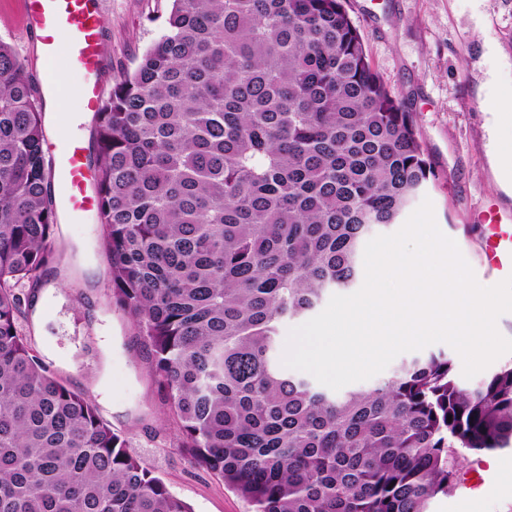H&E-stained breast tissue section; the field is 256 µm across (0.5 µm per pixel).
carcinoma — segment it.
<instances>
[{"label": "carcinoma", "mask_w": 512, "mask_h": 512, "mask_svg": "<svg viewBox=\"0 0 512 512\" xmlns=\"http://www.w3.org/2000/svg\"><path fill=\"white\" fill-rule=\"evenodd\" d=\"M95 138L112 302L181 448L254 512H427L464 452L512 445V363L465 388L430 354L336 396L276 355L434 176L346 0H171ZM45 142L1 41L0 512H191L21 333L18 285L54 260ZM364 276H365L364 260L362 258V272H361V275H360L358 281L355 283V285L352 288H349L347 290L328 291L325 294V296L323 297V300L321 301L320 305L318 306L316 312L314 313V315L312 317H310L309 319H305V320H289V321H285L280 326V330H279L280 339H279V345H278V356H279L280 362H281V359H282V356H283V352H284V348H285V343H286L288 331L291 328L299 326V325L305 323L306 321L310 320L311 318L315 317L319 313H321L324 310V308L327 306L331 296H333L335 294L349 295V294H352V293L356 292L362 286V284L364 282Z\"/></svg>", "instance_id": "obj_1"}]
</instances>
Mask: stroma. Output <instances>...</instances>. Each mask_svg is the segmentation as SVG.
I'll use <instances>...</instances> for the list:
<instances>
[{
    "label": "stroma",
    "mask_w": 512,
    "mask_h": 512,
    "mask_svg": "<svg viewBox=\"0 0 512 512\" xmlns=\"http://www.w3.org/2000/svg\"><path fill=\"white\" fill-rule=\"evenodd\" d=\"M168 0H103L106 86L135 68L161 35ZM375 69L412 112L436 175L425 190L440 230L456 241L477 281L495 285L482 265L480 211L512 216V0H347ZM0 41L14 49L29 76L41 65L37 37L27 33L19 0H0ZM69 90L56 134L92 137L74 65L63 68ZM95 219L59 224L55 260L25 308L23 333L53 376L82 393L102 419L125 433L130 452L146 462L192 512H252L211 473L193 466L180 446L179 424L148 369L130 315L112 302L108 260ZM512 447L469 455L461 475L477 474L476 490L432 499L428 512H512V482L501 461Z\"/></svg>",
    "instance_id": "obj_1"
}]
</instances>
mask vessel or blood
Segmentation results:
<instances>
[{"label":"vessel or blood","mask_w":512,"mask_h":512,"mask_svg":"<svg viewBox=\"0 0 512 512\" xmlns=\"http://www.w3.org/2000/svg\"><path fill=\"white\" fill-rule=\"evenodd\" d=\"M102 0H23V23L36 33L49 60L66 54L82 74L78 91L84 112H99L105 101L100 74L102 53ZM69 33L66 47H59L60 33ZM52 167L58 181L60 208L68 221L80 222L97 211L85 147L81 141L60 138L51 147ZM487 245L484 265L493 274L512 275V226L501 223L484 227Z\"/></svg>","instance_id":"obj_1"}]
</instances>
